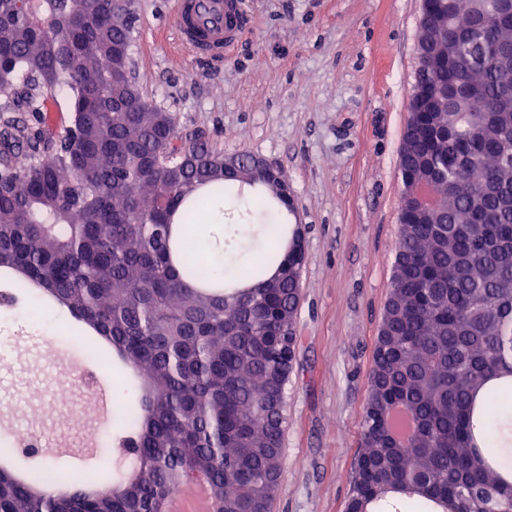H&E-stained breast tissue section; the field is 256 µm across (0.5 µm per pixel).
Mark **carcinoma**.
<instances>
[{
	"label": "carcinoma",
	"instance_id": "carcinoma-1",
	"mask_svg": "<svg viewBox=\"0 0 512 512\" xmlns=\"http://www.w3.org/2000/svg\"><path fill=\"white\" fill-rule=\"evenodd\" d=\"M501 5L460 0L474 16V48L427 70L453 101V125L423 130L407 114L411 152L400 171L429 176L448 206L425 224H401L384 321L385 348L370 379L362 452L350 493L367 512L483 509L482 494L512 512V75L478 68L512 24L482 27ZM112 0H0V268L64 306L112 347L139 381L115 395L124 407L112 453L131 474L112 482L94 468L60 495L35 454L28 478L0 470V512H168L170 499L203 479L213 512H270L283 473L288 380L270 383L296 322L301 277L288 274L281 196L253 184L257 213L224 225L237 241L256 215L272 218L265 257L227 280L210 254L180 240L216 219L214 204L236 180L207 170L221 160L208 141L139 112L112 108L113 50H131ZM71 90L63 135L47 125L43 90ZM12 112H26L18 121ZM493 132L481 138L471 128ZM202 284L221 293L199 290ZM404 402L419 422L399 446L377 417Z\"/></svg>",
	"mask_w": 512,
	"mask_h": 512
}]
</instances>
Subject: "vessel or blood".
Listing matches in <instances>:
<instances>
[{"instance_id": "b4317fda", "label": "vessel or blood", "mask_w": 512, "mask_h": 512, "mask_svg": "<svg viewBox=\"0 0 512 512\" xmlns=\"http://www.w3.org/2000/svg\"><path fill=\"white\" fill-rule=\"evenodd\" d=\"M173 18L180 45L213 63L223 62L225 43L247 26L242 0H174Z\"/></svg>"}]
</instances>
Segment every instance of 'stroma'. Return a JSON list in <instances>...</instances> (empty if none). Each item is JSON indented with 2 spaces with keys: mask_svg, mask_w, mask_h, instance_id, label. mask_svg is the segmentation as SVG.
Here are the masks:
<instances>
[{
  "mask_svg": "<svg viewBox=\"0 0 512 512\" xmlns=\"http://www.w3.org/2000/svg\"><path fill=\"white\" fill-rule=\"evenodd\" d=\"M172 2L138 0L131 56L142 94L181 130L279 168L294 200L288 222L304 226L284 472L271 512H345L398 238L421 0H243L248 24L220 66L180 50ZM72 321L40 297L25 309L0 305V343L20 358L4 370L30 392L18 404L0 391V427L79 449L101 426L87 415L52 419L43 351L66 336L60 370L89 348L101 375L112 372V351Z\"/></svg>",
  "mask_w": 512,
  "mask_h": 512,
  "instance_id": "obj_1",
  "label": "stroma"
}]
</instances>
